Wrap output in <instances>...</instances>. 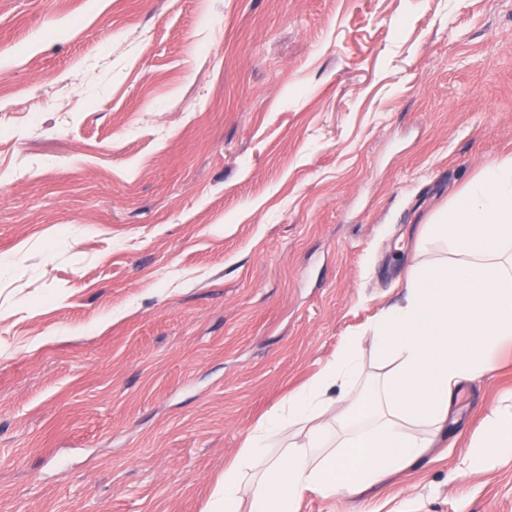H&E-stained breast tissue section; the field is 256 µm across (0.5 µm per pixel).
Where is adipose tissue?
<instances>
[{
    "label": "adipose tissue",
    "mask_w": 512,
    "mask_h": 512,
    "mask_svg": "<svg viewBox=\"0 0 512 512\" xmlns=\"http://www.w3.org/2000/svg\"><path fill=\"white\" fill-rule=\"evenodd\" d=\"M454 257L423 261L370 338L387 366L364 378L359 337L248 434L207 512H298L306 492L353 496L415 465L455 395L512 342V159L486 168L434 229ZM512 455V398L474 433L468 465Z\"/></svg>",
    "instance_id": "ef3b65f1"
}]
</instances>
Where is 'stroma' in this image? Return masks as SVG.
Listing matches in <instances>:
<instances>
[{"label":"stroma","mask_w":512,"mask_h":512,"mask_svg":"<svg viewBox=\"0 0 512 512\" xmlns=\"http://www.w3.org/2000/svg\"><path fill=\"white\" fill-rule=\"evenodd\" d=\"M512 157V0H0V512H204ZM299 512H512L464 460Z\"/></svg>","instance_id":"35a3bbf8"}]
</instances>
